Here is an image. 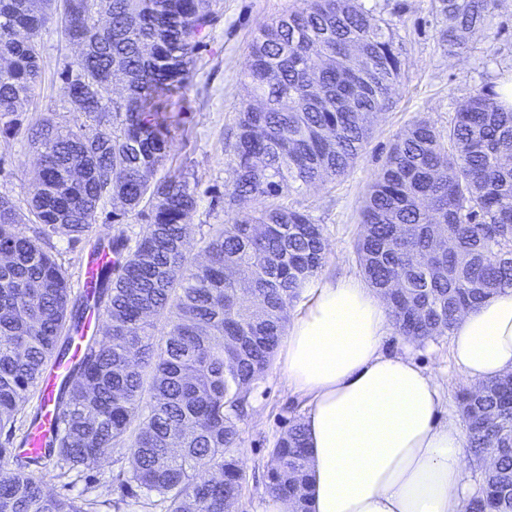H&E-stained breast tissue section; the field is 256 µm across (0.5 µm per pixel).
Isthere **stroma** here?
I'll list each match as a JSON object with an SVG mask.
<instances>
[{
    "label": "stroma",
    "instance_id": "35a3bbf8",
    "mask_svg": "<svg viewBox=\"0 0 512 512\" xmlns=\"http://www.w3.org/2000/svg\"><path fill=\"white\" fill-rule=\"evenodd\" d=\"M363 6L387 20L402 46L405 74L393 95V105L382 115L361 156L345 174L281 197L284 206L307 211L322 224L327 241L319 280L360 278L355 254L361 207L370 182L381 169L398 137L417 119L428 120L444 131L470 95L496 86L512 76V0L500 5L495 25L473 33L466 49L449 53L440 39L442 19L431 0H361ZM298 0H221L220 18L198 52L197 72L188 92V104L177 113L170 128V153L166 165L188 174L197 185L198 205L187 218L189 250L198 254V239L209 224H221L236 212L224 200V183L230 178V144L239 103L244 95L243 73L250 43L265 25L297 7ZM43 67L32 96L19 114L23 123L49 118L63 125L81 123L80 112L70 102L61 73L77 55L76 47L55 28L41 34ZM37 152L26 135H0V196L26 208L33 189ZM53 252L65 270L74 302L84 296L78 286L89 246L52 237ZM451 337L413 343L389 332L384 347L406 352L422 366L441 376L449 408H456L464 383L453 362ZM302 417V401L290 391L278 362H271L255 383L248 411L239 423L238 455L244 481L235 512H265L267 495L263 474L270 450L289 425ZM126 461L122 452L107 451L87 475L58 476L50 467L40 470L50 493L74 497L93 483H114Z\"/></svg>",
    "mask_w": 512,
    "mask_h": 512
}]
</instances>
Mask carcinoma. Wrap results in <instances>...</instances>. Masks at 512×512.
<instances>
[{"instance_id":"carcinoma-1","label":"carcinoma","mask_w":512,"mask_h":512,"mask_svg":"<svg viewBox=\"0 0 512 512\" xmlns=\"http://www.w3.org/2000/svg\"><path fill=\"white\" fill-rule=\"evenodd\" d=\"M498 0H432L448 52L492 28ZM0 0V131L41 76L40 32L54 24L82 45L63 72L69 95L95 129L35 122L28 135L40 166L25 218L0 197V436L59 342L79 331L65 271L49 240L79 242L99 223L102 202L119 195L145 219L95 251L112 252L91 285L105 336L92 337L62 382L59 424L48 454L17 456L0 479V512H121L104 488L93 499L44 489L30 466L55 459L61 474L97 465L122 448L124 486L163 512H233L242 490L239 422L270 365L290 313L325 259L322 225L278 203L302 186L341 175L359 158L400 79L390 24L360 0H303L264 26L250 45L225 195L250 206L201 233L203 263L186 248L197 194L182 174L163 172L170 151L162 112L190 90L196 51L218 15L216 0ZM119 79V97L108 86ZM112 122V131L100 126ZM512 107L493 90L471 95L447 132L416 121L391 149L361 210L355 250L378 294L392 289L395 331L419 342L452 334L459 311L512 287ZM471 456L497 457L481 471L468 512H512V378L458 395ZM270 497L309 512L304 425L275 443Z\"/></svg>"}]
</instances>
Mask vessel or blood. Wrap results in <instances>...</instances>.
I'll list each match as a JSON object with an SVG mask.
<instances>
[{
	"instance_id": "obj_1",
	"label": "vessel or blood",
	"mask_w": 512,
	"mask_h": 512,
	"mask_svg": "<svg viewBox=\"0 0 512 512\" xmlns=\"http://www.w3.org/2000/svg\"><path fill=\"white\" fill-rule=\"evenodd\" d=\"M84 335L72 337L69 355L62 360H55L45 370L39 381L41 400L38 407V419L27 432L22 447L23 454L37 455L47 453L50 440L58 426L57 409L55 404L56 390L69 375L72 366L83 354Z\"/></svg>"
}]
</instances>
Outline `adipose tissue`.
I'll list each match as a JSON object with an SVG mask.
<instances>
[{"mask_svg": "<svg viewBox=\"0 0 512 512\" xmlns=\"http://www.w3.org/2000/svg\"><path fill=\"white\" fill-rule=\"evenodd\" d=\"M382 296L354 279L311 289L283 341L282 369L304 401L311 512H464L467 437L440 419V376L385 351ZM472 387L512 373V288L467 309L452 332Z\"/></svg>", "mask_w": 512, "mask_h": 512, "instance_id": "1", "label": "adipose tissue"}]
</instances>
